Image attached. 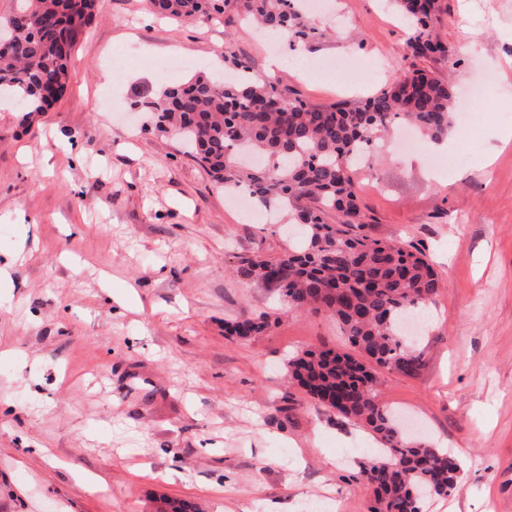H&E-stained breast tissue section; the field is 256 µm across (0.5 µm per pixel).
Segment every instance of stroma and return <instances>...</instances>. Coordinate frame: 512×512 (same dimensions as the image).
Here are the masks:
<instances>
[{
	"label": "stroma",
	"mask_w": 512,
	"mask_h": 512,
	"mask_svg": "<svg viewBox=\"0 0 512 512\" xmlns=\"http://www.w3.org/2000/svg\"><path fill=\"white\" fill-rule=\"evenodd\" d=\"M326 35L299 55L359 54L345 93L278 73L314 105L383 88L411 61L390 0H334ZM448 47L424 68L465 86L475 144L389 150L355 176L369 238L401 240L442 287L418 374L378 370L380 400L461 461L458 491L427 512H512V0H439ZM256 80L269 52L253 26L155 17L147 0H105L46 112L0 104V512H369L351 475L377 456L356 422L291 386L289 359L350 351L325 314L287 312L241 261L277 260L297 225L244 219L140 98L223 71L225 38ZM178 61L169 80L158 65ZM119 98L123 111H106ZM270 326L225 336L241 316Z\"/></svg>",
	"instance_id": "35a3bbf8"
}]
</instances>
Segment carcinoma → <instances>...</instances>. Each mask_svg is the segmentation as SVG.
<instances>
[{
    "label": "carcinoma",
    "instance_id": "carcinoma-1",
    "mask_svg": "<svg viewBox=\"0 0 512 512\" xmlns=\"http://www.w3.org/2000/svg\"><path fill=\"white\" fill-rule=\"evenodd\" d=\"M304 0H149L150 9L176 20L209 22L234 3L241 19L307 45L321 33L304 19ZM411 33L407 56L448 55L433 37L437 0H392ZM104 0H15L0 19V98L23 111L45 112L63 95L69 61L82 28ZM141 107L155 128L186 140L217 186L231 193L245 187L256 204L302 224L307 242L276 261L248 258L240 277L276 286L288 308L329 314L355 357L331 350L308 351L288 362L289 377L312 399L362 424L380 443V457L362 463L352 478L372 489L370 512H424L430 497H447L460 481L461 465L448 450L411 438L398 413L377 396L375 368L413 375L421 367L418 337L405 320L439 294L441 280L417 250L379 242L362 233L364 215L353 180L354 157L408 125L431 142L455 126L452 81L411 67L385 88L358 101L315 106L293 99L278 84L241 77L217 80L204 72L164 88ZM268 163H242L248 153ZM342 221L326 222L327 212ZM268 326L243 316L224 326L225 335L248 339Z\"/></svg>",
    "mask_w": 512,
    "mask_h": 512
}]
</instances>
